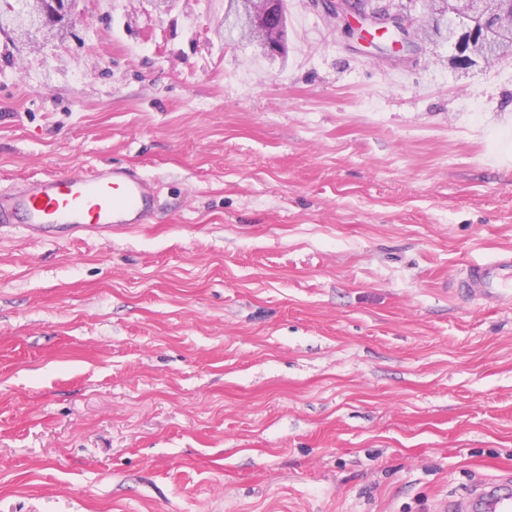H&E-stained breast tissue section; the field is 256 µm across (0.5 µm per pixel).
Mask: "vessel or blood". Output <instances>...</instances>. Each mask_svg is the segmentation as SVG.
<instances>
[{
	"label": "vessel or blood",
	"instance_id": "obj_1",
	"mask_svg": "<svg viewBox=\"0 0 512 512\" xmlns=\"http://www.w3.org/2000/svg\"><path fill=\"white\" fill-rule=\"evenodd\" d=\"M155 196L146 178L125 167L52 174L19 191L1 192L0 224H23L37 231L50 224H70L81 232L102 234L128 224L150 223ZM458 288L472 298L512 290V253L469 264Z\"/></svg>",
	"mask_w": 512,
	"mask_h": 512
}]
</instances>
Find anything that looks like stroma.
Returning <instances> with one entry per match:
<instances>
[{
    "label": "stroma",
    "mask_w": 512,
    "mask_h": 512,
    "mask_svg": "<svg viewBox=\"0 0 512 512\" xmlns=\"http://www.w3.org/2000/svg\"><path fill=\"white\" fill-rule=\"evenodd\" d=\"M76 0L0 34V191L121 165L149 224L0 227V512H435L512 481V58L397 66L286 0ZM239 1H248L249 10L242 9L237 13H224V38L230 44L236 42L238 30L248 29L259 33L262 27L267 25L276 6V0ZM457 286L466 298L509 292L512 288V253L500 254L487 262L469 264Z\"/></svg>",
    "instance_id": "obj_1"
}]
</instances>
